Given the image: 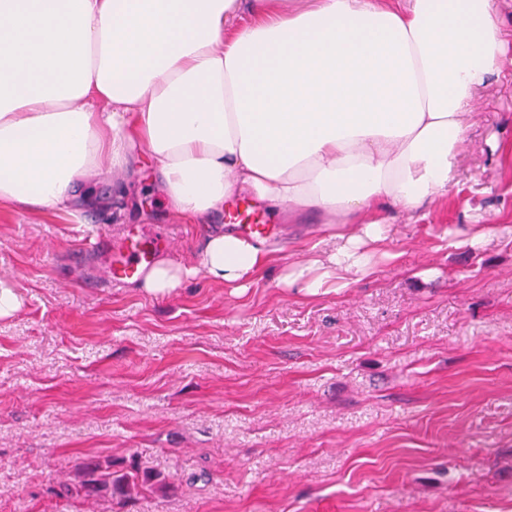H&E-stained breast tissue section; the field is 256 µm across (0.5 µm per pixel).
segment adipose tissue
<instances>
[{
  "label": "adipose tissue",
  "instance_id": "1",
  "mask_svg": "<svg viewBox=\"0 0 512 512\" xmlns=\"http://www.w3.org/2000/svg\"><path fill=\"white\" fill-rule=\"evenodd\" d=\"M499 0H0V205L76 215L144 149L172 211L248 197L318 211L341 246L286 286L347 288L390 211L447 199L477 95L506 40ZM261 242L207 231L200 266L161 258L140 288L204 273L244 289Z\"/></svg>",
  "mask_w": 512,
  "mask_h": 512
}]
</instances>
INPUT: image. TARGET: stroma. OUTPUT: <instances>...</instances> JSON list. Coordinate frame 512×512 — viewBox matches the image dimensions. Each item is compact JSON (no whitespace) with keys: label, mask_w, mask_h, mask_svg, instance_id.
Masks as SVG:
<instances>
[{"label":"stroma","mask_w":512,"mask_h":512,"mask_svg":"<svg viewBox=\"0 0 512 512\" xmlns=\"http://www.w3.org/2000/svg\"><path fill=\"white\" fill-rule=\"evenodd\" d=\"M475 110L447 201L394 214L349 288L280 281L332 241L311 211L270 213L277 260L240 292L108 286L100 234L159 228L201 260L141 154L108 209L1 207L22 305L0 320V512H512V46ZM90 464L152 480L64 498Z\"/></svg>","instance_id":"obj_1"}]
</instances>
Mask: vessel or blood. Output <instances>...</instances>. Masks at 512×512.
Instances as JSON below:
<instances>
[{
    "label": "vessel or blood",
    "instance_id": "obj_1",
    "mask_svg": "<svg viewBox=\"0 0 512 512\" xmlns=\"http://www.w3.org/2000/svg\"><path fill=\"white\" fill-rule=\"evenodd\" d=\"M225 218L236 234L265 241L271 240L274 235L273 225L267 224L265 218L248 204L237 205L226 213ZM164 244L159 234L141 231L125 236L117 243L100 240L97 247L108 258L110 281L120 283L139 277Z\"/></svg>",
    "mask_w": 512,
    "mask_h": 512
}]
</instances>
